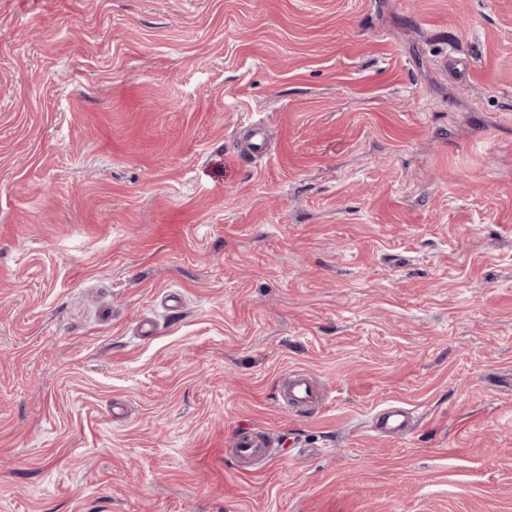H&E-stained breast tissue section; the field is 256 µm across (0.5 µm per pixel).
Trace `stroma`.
<instances>
[{
	"label": "stroma",
	"instance_id": "1",
	"mask_svg": "<svg viewBox=\"0 0 512 512\" xmlns=\"http://www.w3.org/2000/svg\"><path fill=\"white\" fill-rule=\"evenodd\" d=\"M0 512H512V0H0ZM280 396L282 405L291 409L319 407L325 403L323 392L301 370L289 374L281 383ZM408 413L397 407H390L382 411L378 419V433L400 434L408 427ZM234 444L239 449L240 456L246 460L264 458L273 453V448H270L271 445L266 439L246 432L237 434Z\"/></svg>",
	"mask_w": 512,
	"mask_h": 512
}]
</instances>
